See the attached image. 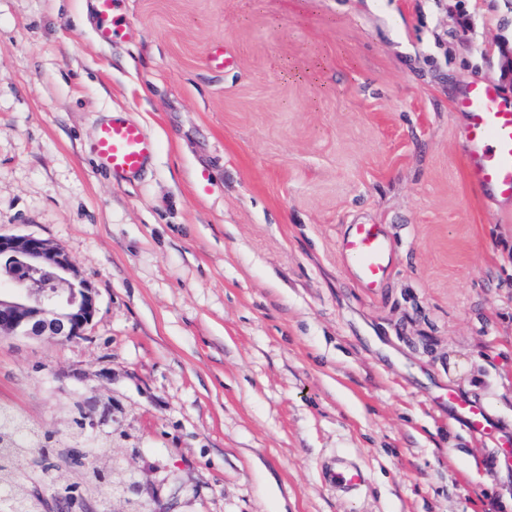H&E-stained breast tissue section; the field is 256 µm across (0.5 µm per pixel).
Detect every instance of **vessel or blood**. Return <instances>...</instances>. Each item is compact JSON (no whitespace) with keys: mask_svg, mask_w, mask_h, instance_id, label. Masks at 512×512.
<instances>
[{"mask_svg":"<svg viewBox=\"0 0 512 512\" xmlns=\"http://www.w3.org/2000/svg\"><path fill=\"white\" fill-rule=\"evenodd\" d=\"M117 0H95L101 41L129 37L132 26L116 11ZM454 109L464 117L461 148L469 183L501 205H512V96L484 79L464 83ZM155 144L133 123L112 121L101 125L93 152L99 165L127 177L137 176L153 155ZM338 253L353 280L363 288H377L392 270V245L383 225L353 224L340 237ZM448 405L474 434L495 431L485 410L470 399L448 392ZM326 483L350 493L365 482L357 467L339 464L326 468Z\"/></svg>","mask_w":512,"mask_h":512,"instance_id":"b4317fda","label":"vessel or blood"}]
</instances>
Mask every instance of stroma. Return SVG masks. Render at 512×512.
<instances>
[{
    "label": "stroma",
    "instance_id": "1",
    "mask_svg": "<svg viewBox=\"0 0 512 512\" xmlns=\"http://www.w3.org/2000/svg\"><path fill=\"white\" fill-rule=\"evenodd\" d=\"M90 2L0 0V235L97 300L78 339L0 335V407L55 436L94 407L96 466L165 512H512V210L452 110L468 78L512 92V0H119L139 35L110 45ZM115 112L157 143L139 179L91 155ZM352 224L393 241L373 294ZM338 253L362 288H380L392 270V245L381 224H352L340 237ZM447 398L448 406L458 414L469 432L480 435H492L495 432L494 425L480 405L451 390ZM324 478L330 487L344 493L359 489L365 482L364 473L359 468L347 464H336L334 468H326Z\"/></svg>",
    "mask_w": 512,
    "mask_h": 512
}]
</instances>
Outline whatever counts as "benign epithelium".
I'll return each mask as SVG.
<instances>
[{
	"instance_id": "1",
	"label": "benign epithelium",
	"mask_w": 512,
	"mask_h": 512,
	"mask_svg": "<svg viewBox=\"0 0 512 512\" xmlns=\"http://www.w3.org/2000/svg\"><path fill=\"white\" fill-rule=\"evenodd\" d=\"M0 278L9 292H0V333L28 338L48 337L70 341L85 335L96 315L93 288L80 277L68 255L34 236L0 235ZM40 512H50L48 502L67 506L75 498L51 483L41 492L26 490ZM112 502L119 512H162L143 496L137 477L126 471L112 478Z\"/></svg>"
}]
</instances>
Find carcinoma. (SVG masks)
<instances>
[{"label":"carcinoma","mask_w":512,"mask_h":512,"mask_svg":"<svg viewBox=\"0 0 512 512\" xmlns=\"http://www.w3.org/2000/svg\"><path fill=\"white\" fill-rule=\"evenodd\" d=\"M88 424L82 410L71 419L68 434L57 440L29 425L21 416L0 408V497L11 512H39L36 502L29 498L20 481V473L33 464L49 472L57 457L58 448H82L89 438ZM100 480L93 474L77 475V482L69 487L74 494L78 489L95 493Z\"/></svg>","instance_id":"cac0c4a2"}]
</instances>
